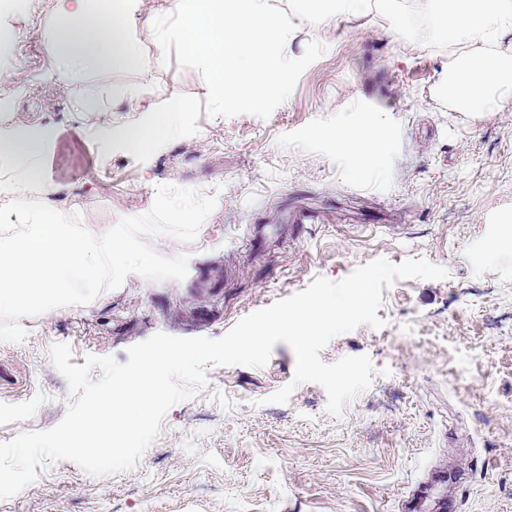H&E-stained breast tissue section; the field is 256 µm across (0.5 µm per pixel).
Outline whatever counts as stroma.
<instances>
[{"label": "stroma", "mask_w": 512, "mask_h": 512, "mask_svg": "<svg viewBox=\"0 0 512 512\" xmlns=\"http://www.w3.org/2000/svg\"><path fill=\"white\" fill-rule=\"evenodd\" d=\"M166 0H138L130 36L145 71L101 76L61 67L51 0L0 16V129L46 133L44 177L26 197L78 214L106 232L147 212L158 186L217 199L189 254L184 280L130 274L85 306L26 316L20 343H0V442L48 430L71 399L49 358L68 344L128 360L155 333L222 337L238 320L304 290L338 281L378 258L424 257L444 280H399L382 291L385 325L333 338L324 362L369 356L377 373L327 413V394L297 385L285 404L267 398L291 383L296 358L277 343L261 368L213 367L195 398L173 406L132 470L95 477L52 464L0 512H413L420 493H447L449 512H512V103L470 117L434 90L462 45L435 49L398 36L376 11L340 14L310 29L296 19L288 56L309 42L321 57L268 119L211 117L202 75L161 65L142 19ZM139 88L134 112L85 101ZM190 107L180 134L140 153L109 129L150 120L168 99ZM378 150L359 169L342 133Z\"/></svg>", "instance_id": "35a3bbf8"}]
</instances>
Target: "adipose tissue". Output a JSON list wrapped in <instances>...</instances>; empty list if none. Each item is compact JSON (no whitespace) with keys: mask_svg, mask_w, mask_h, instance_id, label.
<instances>
[{"mask_svg":"<svg viewBox=\"0 0 512 512\" xmlns=\"http://www.w3.org/2000/svg\"><path fill=\"white\" fill-rule=\"evenodd\" d=\"M53 15L60 18L53 28L55 43L65 48V68L108 74L126 69H143L140 48L129 36L134 0H52ZM183 107L173 104L162 119L117 126L114 134L129 151L140 152L158 139L179 133ZM43 136L35 131L0 132V158L11 162L14 186L42 184L45 193L54 185L43 178Z\"/></svg>","mask_w":512,"mask_h":512,"instance_id":"ef3b65f1","label":"adipose tissue"}]
</instances>
